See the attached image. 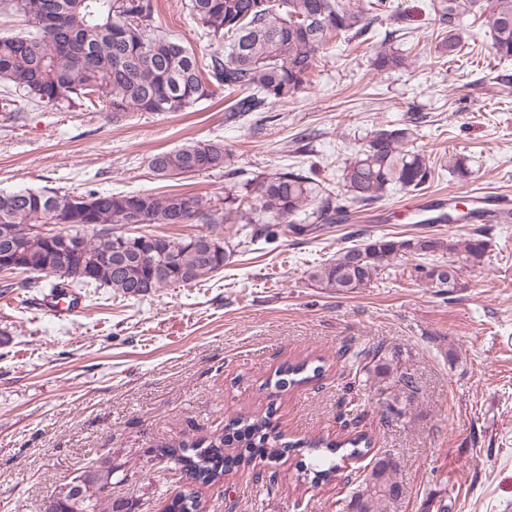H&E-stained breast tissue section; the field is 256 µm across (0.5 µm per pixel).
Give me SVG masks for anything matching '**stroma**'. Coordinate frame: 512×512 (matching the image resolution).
<instances>
[{"label": "stroma", "instance_id": "1", "mask_svg": "<svg viewBox=\"0 0 512 512\" xmlns=\"http://www.w3.org/2000/svg\"><path fill=\"white\" fill-rule=\"evenodd\" d=\"M428 2L403 0V36L388 39L378 22L368 41L326 53L312 86L257 132L225 124L238 94L221 88L171 115L116 119L102 107L26 101L19 119L0 115V191L180 190L223 207L231 190L223 172L163 180L148 167L151 154L194 138L223 141L240 180L315 165L335 193L340 166L367 131L406 127L417 115L425 121L414 147L442 165L468 156L471 169L463 181L445 171L428 189L387 193L315 237L242 244L211 279L142 298L84 288L77 311L54 314L45 292L0 290V512H41L61 483L106 458L127 474L112 499L130 512H160L184 482L152 448L266 408V379L309 356L324 358V377L279 398L274 418L296 437L358 432L375 452H391L404 493L386 512H512V223L490 219L491 262L468 270L467 288L450 297L414 281L403 258L392 260L389 278L352 294L309 278L353 233L460 238L473 224L440 223L449 202L473 211L475 193L493 191L512 203V59L478 47L460 61L441 57ZM183 3L158 0V21L207 61ZM385 41L410 50L404 68L373 70ZM373 346L415 373L401 415L382 412L389 381L361 382L344 367L343 349ZM354 405L359 421L344 422ZM278 470L271 492L253 471L230 475L228 487L204 492V512H344L341 484L297 485L290 459Z\"/></svg>", "mask_w": 512, "mask_h": 512}]
</instances>
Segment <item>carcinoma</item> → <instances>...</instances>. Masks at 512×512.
I'll use <instances>...</instances> for the list:
<instances>
[{"label": "carcinoma", "instance_id": "carcinoma-1", "mask_svg": "<svg viewBox=\"0 0 512 512\" xmlns=\"http://www.w3.org/2000/svg\"><path fill=\"white\" fill-rule=\"evenodd\" d=\"M189 17L201 36L215 45L202 64L193 49L156 24L155 0H0V11L24 18L29 29L0 36V80L12 98L0 101L3 112L19 111L21 101L56 108L98 102L119 119L131 111L152 114L184 112L214 95V89L238 90L226 119L271 122L274 107L296 98L309 84L321 52L333 43L361 39L379 20L402 22L407 11L400 0H363L353 8L341 0H187ZM429 10L441 24V53L455 55L475 41L459 22L463 12L481 19L490 34V49L512 58V0H432ZM407 56L385 48L376 52L378 71L405 67ZM412 129L376 127L366 134L339 170L343 193L328 192L316 173L292 167L245 184L246 194L226 197L219 212L202 197L173 191L163 196L71 193L59 188L0 191V261L4 249L17 244L13 263L0 265L8 275L25 274L20 288H46L53 296L81 288H109L124 297H144L160 288L201 282L224 268L235 246L215 229L236 224V234L250 243L273 242L288 232H319L338 215L371 205L399 188L422 191L435 179L427 155L412 147ZM232 153L220 140H190L150 156L148 166L160 179L207 170L224 171L232 180ZM47 224H65V236L80 247L87 275L61 269V239L41 234ZM131 224H202L207 232L184 239L152 233L127 234L114 227ZM108 258H103L105 252ZM491 238L485 227L457 240L440 236L372 237L344 246L318 266L310 279L338 294L354 293L389 273L398 256L414 258L410 275L441 293L468 287L464 272L490 262ZM32 274L54 275L45 284ZM11 283L5 287L15 286ZM380 350L354 352L346 367L366 379L394 376L397 394L388 410L400 414L398 394L417 390L414 373L377 360ZM324 359L283 363L265 381L276 400L291 388L318 380ZM273 406L265 412L240 411L224 429L192 442L160 445L154 459L178 467L188 490L166 501L164 512H200L203 491L263 462L269 484L275 467L292 452H307L308 463L296 482L317 486L340 477L337 458L370 456L364 477L348 496V512H382L401 497L399 466L387 463L391 453L369 455L371 440L363 434L337 441L322 437L290 440L274 424ZM117 467L108 458L61 484L43 504V512H125L127 504L107 501L100 490L112 487Z\"/></svg>", "mask_w": 512, "mask_h": 512}]
</instances>
